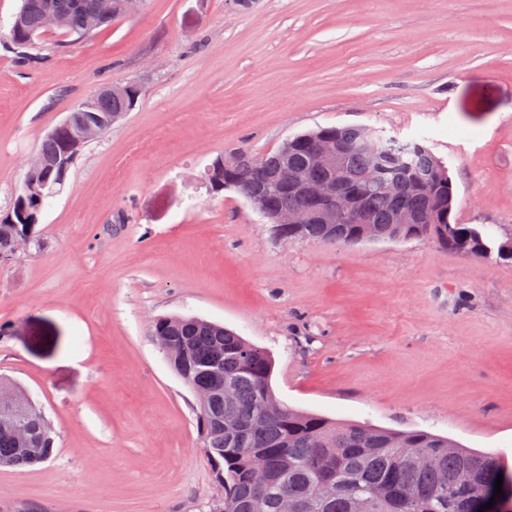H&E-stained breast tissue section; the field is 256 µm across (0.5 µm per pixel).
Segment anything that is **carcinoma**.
<instances>
[{
    "instance_id": "obj_1",
    "label": "carcinoma",
    "mask_w": 512,
    "mask_h": 512,
    "mask_svg": "<svg viewBox=\"0 0 512 512\" xmlns=\"http://www.w3.org/2000/svg\"><path fill=\"white\" fill-rule=\"evenodd\" d=\"M25 42L10 41L24 54L36 48L45 32L44 15L50 10L63 19L61 31L80 38L96 33L87 20L101 16V25L122 16L118 0H22ZM122 97L99 99L91 110L76 108L68 124L53 138H45L39 152L53 159L93 116L129 112ZM327 135L346 150L339 166L316 172L319 178L342 185L366 179L373 187L356 201L354 224H305L288 230V241H320L332 245L374 241L426 240L436 247L478 260H512V236L501 241L469 224L451 221L455 203L453 181L443 160L421 138L381 135L368 148L353 145L352 128H323L288 140V152L278 148L254 155L238 148L235 161L224 170L223 155L206 169L207 182L224 183L245 200L261 194L272 209L311 208L298 189H277L274 175L283 158L303 168L310 140ZM415 179L424 187L412 194L387 191ZM417 215L413 224H398L400 209ZM25 221H0V253L14 238L27 233L35 241L42 232L33 218L40 210L28 207ZM164 336L173 347L165 358L172 371L193 392L198 433L215 480L224 488V500L214 512H281L280 503H294L292 512H468L472 502L485 496L498 474L512 484V471L492 454L464 448L455 440L425 431H397L298 410L280 401L271 380L273 354L224 326L196 317H159L151 337ZM232 412V424L224 414ZM16 419L26 438L0 429V467H33L54 454V439L42 412L23 408ZM472 465L469 479L461 469ZM267 480L259 486L253 472Z\"/></svg>"
}]
</instances>
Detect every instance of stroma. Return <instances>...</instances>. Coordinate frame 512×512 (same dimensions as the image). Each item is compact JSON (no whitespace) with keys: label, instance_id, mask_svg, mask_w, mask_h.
Here are the masks:
<instances>
[{"label":"stroma","instance_id":"stroma-1","mask_svg":"<svg viewBox=\"0 0 512 512\" xmlns=\"http://www.w3.org/2000/svg\"><path fill=\"white\" fill-rule=\"evenodd\" d=\"M0 0V220L45 135L104 84L136 108L87 144L0 266V377L56 452L0 468V512H211L223 491L194 396L149 335L223 324L275 358L288 405L424 430L512 469V262L422 240L287 243L204 179L318 127L426 138L454 216L512 236V0H144L86 39L7 47Z\"/></svg>","mask_w":512,"mask_h":512}]
</instances>
